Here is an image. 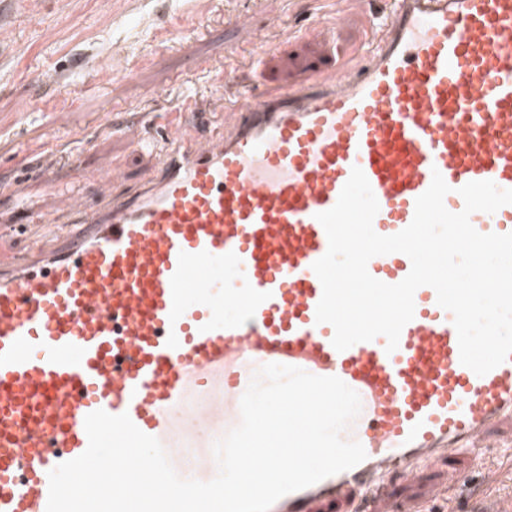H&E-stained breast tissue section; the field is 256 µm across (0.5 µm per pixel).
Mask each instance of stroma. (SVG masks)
<instances>
[{
	"label": "stroma",
	"mask_w": 512,
	"mask_h": 512,
	"mask_svg": "<svg viewBox=\"0 0 512 512\" xmlns=\"http://www.w3.org/2000/svg\"><path fill=\"white\" fill-rule=\"evenodd\" d=\"M363 8L343 0H0V229L20 223L16 201L35 203L48 217L65 209L66 192L93 194L99 180L122 174L132 186L159 159L136 147L123 125L136 118L157 140L159 121L177 95L207 97L224 68L227 48L257 90L301 82L315 69H332L369 37ZM272 43L260 72L247 52L255 33ZM99 66L92 90L75 95L86 64ZM43 107L30 110L31 99ZM112 109V133L96 122ZM87 147L77 163L65 152L69 133ZM61 154L51 185L40 179L43 148ZM500 484L483 485L484 470L467 456L422 469L417 494L452 483L449 512H492L512 502V465L497 462Z\"/></svg>",
	"instance_id": "1"
}]
</instances>
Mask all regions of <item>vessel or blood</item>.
Returning a JSON list of instances; mask_svg holds the SVG:
<instances>
[{"label": "vessel or blood", "mask_w": 512, "mask_h": 512, "mask_svg": "<svg viewBox=\"0 0 512 512\" xmlns=\"http://www.w3.org/2000/svg\"><path fill=\"white\" fill-rule=\"evenodd\" d=\"M369 22L364 64L260 95L239 81L231 48L211 88L238 84L220 133L188 137L181 117L208 104L174 97L163 154L135 191L102 182L47 228L50 245L23 254L0 232V512H46L49 449L80 456L85 418L100 409L159 439L179 476L213 479L214 440L239 424L269 363L355 390L361 412L343 437L366 451L270 512H422L400 496L422 465L504 447L512 357L483 376L464 366L453 315L429 286L396 350L380 336L337 351L333 326L316 321L312 266L328 249L317 215L352 168L384 236L411 223L433 172L453 213L469 182L512 189V0H392ZM470 222L512 233V204ZM410 269L402 253L368 263L387 284Z\"/></svg>", "instance_id": "vessel-or-blood-1"}]
</instances>
